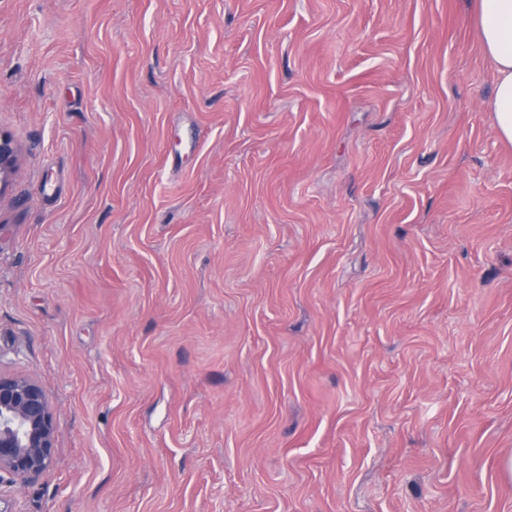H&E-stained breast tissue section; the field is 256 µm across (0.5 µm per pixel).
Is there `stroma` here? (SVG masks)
Returning <instances> with one entry per match:
<instances>
[{
	"mask_svg": "<svg viewBox=\"0 0 512 512\" xmlns=\"http://www.w3.org/2000/svg\"><path fill=\"white\" fill-rule=\"evenodd\" d=\"M495 80L472 0H0L13 512H512ZM18 159V148L13 140L0 134V192L9 183V177L15 171ZM54 417L42 387L32 378L0 374V480L21 482L45 472L53 461Z\"/></svg>",
	"mask_w": 512,
	"mask_h": 512,
	"instance_id": "1",
	"label": "stroma"
}]
</instances>
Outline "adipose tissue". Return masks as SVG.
<instances>
[{
    "label": "adipose tissue",
    "mask_w": 512,
    "mask_h": 512,
    "mask_svg": "<svg viewBox=\"0 0 512 512\" xmlns=\"http://www.w3.org/2000/svg\"><path fill=\"white\" fill-rule=\"evenodd\" d=\"M480 39L497 80L490 101L500 136L512 143V0H476Z\"/></svg>",
    "instance_id": "ef3b65f1"
}]
</instances>
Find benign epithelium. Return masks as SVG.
I'll return each mask as SVG.
<instances>
[{
    "mask_svg": "<svg viewBox=\"0 0 512 512\" xmlns=\"http://www.w3.org/2000/svg\"><path fill=\"white\" fill-rule=\"evenodd\" d=\"M18 148L0 134V191L15 171ZM54 417L42 387L32 378L0 374V474L22 482L53 461Z\"/></svg>",
    "mask_w": 512,
    "mask_h": 512,
    "instance_id": "1",
    "label": "benign epithelium"
}]
</instances>
